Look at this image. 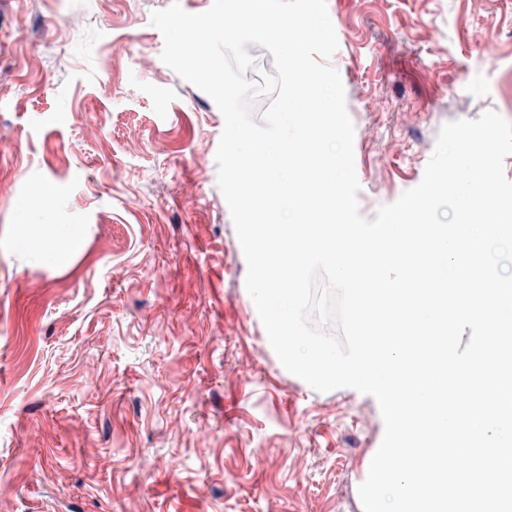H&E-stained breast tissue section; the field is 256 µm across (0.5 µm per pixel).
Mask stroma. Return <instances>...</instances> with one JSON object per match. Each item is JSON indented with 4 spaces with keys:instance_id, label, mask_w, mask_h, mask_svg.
Instances as JSON below:
<instances>
[{
    "instance_id": "stroma-1",
    "label": "stroma",
    "mask_w": 512,
    "mask_h": 512,
    "mask_svg": "<svg viewBox=\"0 0 512 512\" xmlns=\"http://www.w3.org/2000/svg\"><path fill=\"white\" fill-rule=\"evenodd\" d=\"M175 0H0V512H363L376 400L277 358L217 184L224 118L161 59ZM362 215L440 128L512 121V0H326ZM22 224L83 238L14 245Z\"/></svg>"
}]
</instances>
